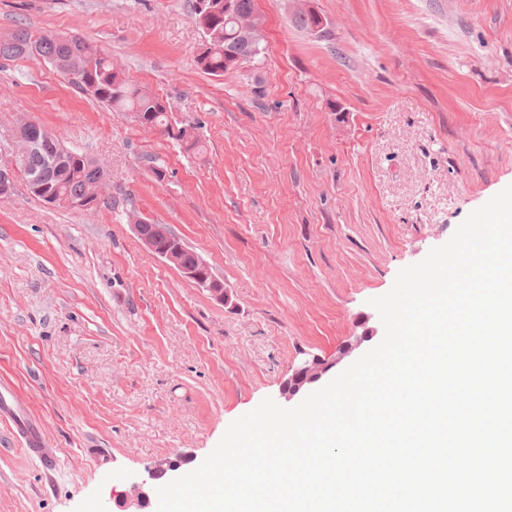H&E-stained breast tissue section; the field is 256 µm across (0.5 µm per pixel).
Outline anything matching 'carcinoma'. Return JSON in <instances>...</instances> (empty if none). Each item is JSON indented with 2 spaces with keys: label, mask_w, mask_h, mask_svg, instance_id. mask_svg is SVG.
I'll return each mask as SVG.
<instances>
[{
  "label": "carcinoma",
  "mask_w": 512,
  "mask_h": 512,
  "mask_svg": "<svg viewBox=\"0 0 512 512\" xmlns=\"http://www.w3.org/2000/svg\"><path fill=\"white\" fill-rule=\"evenodd\" d=\"M193 14L203 33L197 66L205 73L221 77L228 71L255 66L262 60L263 49L257 48L249 33L228 20L224 0H193ZM231 15L261 26L263 17L255 8V0H231ZM292 23L302 31L311 32L315 14L299 8L291 16ZM96 47L74 34L44 32L37 37L19 30L0 38V60L30 58L50 64L58 73L80 70L71 85L115 112H131L144 127L161 136L181 140L186 149L201 154L205 146L194 136V124L185 121L173 126L164 99L128 81L112 66L104 53L92 56ZM34 172L43 175V187L29 188L41 201L59 207L73 208L81 200L96 201L100 197L107 171L104 164L83 153L69 150L57 140L32 150L23 169L25 176Z\"/></svg>",
  "instance_id": "obj_1"
}]
</instances>
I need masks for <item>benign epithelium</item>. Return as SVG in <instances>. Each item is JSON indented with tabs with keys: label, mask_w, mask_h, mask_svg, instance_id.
I'll return each instance as SVG.
<instances>
[{
	"label": "benign epithelium",
	"mask_w": 512,
	"mask_h": 512,
	"mask_svg": "<svg viewBox=\"0 0 512 512\" xmlns=\"http://www.w3.org/2000/svg\"><path fill=\"white\" fill-rule=\"evenodd\" d=\"M55 135L32 119H26L16 128L11 146L15 163L24 162L26 156L39 143L51 142ZM133 228L144 246L153 255L168 262L176 268L181 275L198 287L211 293L219 301H224V284L220 281L204 276L197 268L184 264L182 255L185 250L182 239L171 232L165 224H135ZM373 332L366 330L360 335L351 337L339 349L336 359L326 361L317 355L304 358L296 364L286 379L280 383L279 398L289 403L294 400L305 388L320 382L332 368L351 356L359 349L363 342L369 340ZM182 456L174 458L168 456L156 460L148 468V477L135 476L128 482L124 491L117 492L118 500L125 509L139 512L148 500L145 487L148 481L168 472H177L181 467Z\"/></svg>",
	"instance_id": "benign-epithelium-1"
}]
</instances>
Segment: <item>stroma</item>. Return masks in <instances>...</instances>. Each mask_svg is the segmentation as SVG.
<instances>
[{"label": "stroma", "instance_id": "35a3bbf8", "mask_svg": "<svg viewBox=\"0 0 512 512\" xmlns=\"http://www.w3.org/2000/svg\"><path fill=\"white\" fill-rule=\"evenodd\" d=\"M255 0L258 69L214 77L191 0H0V36L78 34L197 121L206 153L111 112L49 64L0 60V167L17 124L105 163L90 209L0 198V381L59 466L0 420V512H114L158 458L197 468L303 354L335 358L383 324L370 301L512 185V0ZM165 176L156 179L151 165ZM168 225L230 294L152 255L132 215ZM91 448L112 461L96 466Z\"/></svg>", "mask_w": 512, "mask_h": 512}]
</instances>
